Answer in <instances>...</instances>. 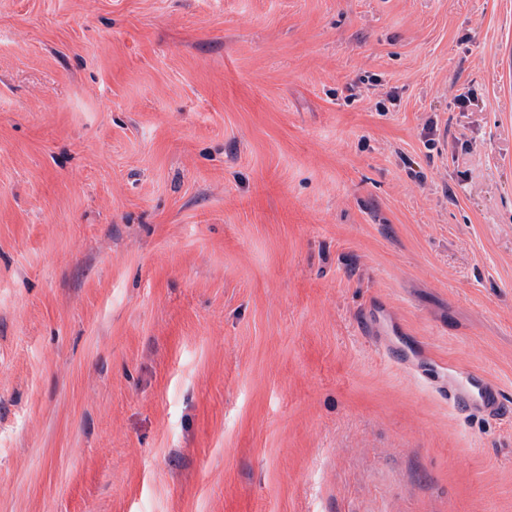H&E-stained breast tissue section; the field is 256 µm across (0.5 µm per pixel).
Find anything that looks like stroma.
I'll return each instance as SVG.
<instances>
[{
    "mask_svg": "<svg viewBox=\"0 0 512 512\" xmlns=\"http://www.w3.org/2000/svg\"><path fill=\"white\" fill-rule=\"evenodd\" d=\"M0 512H512V0H0ZM450 370L448 402L454 408L468 405L488 414L498 413L501 396L495 385L465 368L454 367Z\"/></svg>",
    "mask_w": 512,
    "mask_h": 512,
    "instance_id": "stroma-1",
    "label": "stroma"
}]
</instances>
